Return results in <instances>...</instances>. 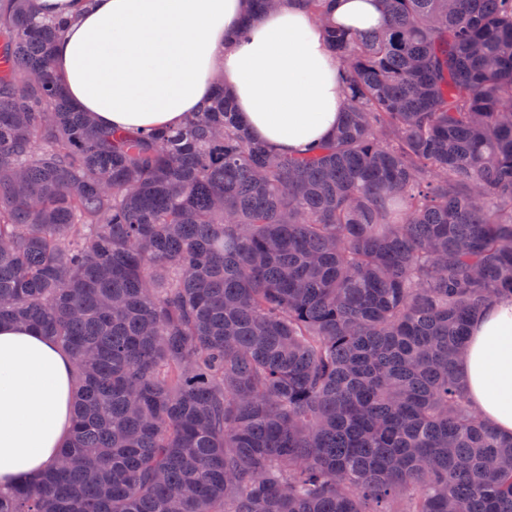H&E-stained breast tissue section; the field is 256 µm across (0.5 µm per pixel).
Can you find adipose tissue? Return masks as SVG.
Returning a JSON list of instances; mask_svg holds the SVG:
<instances>
[{
    "mask_svg": "<svg viewBox=\"0 0 512 512\" xmlns=\"http://www.w3.org/2000/svg\"><path fill=\"white\" fill-rule=\"evenodd\" d=\"M43 20L66 19L52 67L95 124L176 131L207 103L215 78L248 136L276 153L332 137L344 115L340 62L298 0L234 34L246 0H37ZM339 25L379 27L377 0H334ZM458 368L472 405L512 435V299L471 322ZM74 364L52 338L0 323V492L36 476L67 442Z\"/></svg>",
    "mask_w": 512,
    "mask_h": 512,
    "instance_id": "ef3b65f1",
    "label": "adipose tissue"
}]
</instances>
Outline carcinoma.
<instances>
[{
    "label": "carcinoma",
    "mask_w": 512,
    "mask_h": 512,
    "mask_svg": "<svg viewBox=\"0 0 512 512\" xmlns=\"http://www.w3.org/2000/svg\"><path fill=\"white\" fill-rule=\"evenodd\" d=\"M328 31L344 121L274 154L213 105L95 125L0 0V322L73 357V430L0 512H512L456 358L512 296V0Z\"/></svg>",
    "instance_id": "1"
}]
</instances>
